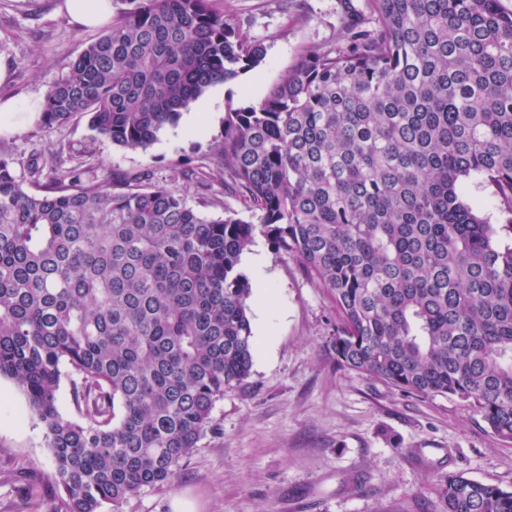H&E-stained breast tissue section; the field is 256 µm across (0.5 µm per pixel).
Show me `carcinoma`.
Here are the masks:
<instances>
[{"label":"carcinoma","mask_w":512,"mask_h":512,"mask_svg":"<svg viewBox=\"0 0 512 512\" xmlns=\"http://www.w3.org/2000/svg\"><path fill=\"white\" fill-rule=\"evenodd\" d=\"M68 63L45 126L86 115L145 150L208 88L265 58L211 0H113ZM260 102L226 113L224 186L261 216L209 219L175 189L53 168L39 193L0 155V377L44 427L57 493L34 512H104L168 482L224 390L251 375L256 233L328 290L340 366L456 397L512 443V13L498 0H340ZM495 189L492 224L465 182ZM78 418L57 406L62 380ZM440 512H512V489L439 476Z\"/></svg>","instance_id":"1"}]
</instances>
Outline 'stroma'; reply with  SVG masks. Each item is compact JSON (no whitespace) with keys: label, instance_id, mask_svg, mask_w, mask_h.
<instances>
[{"label":"stroma","instance_id":"obj_1","mask_svg":"<svg viewBox=\"0 0 512 512\" xmlns=\"http://www.w3.org/2000/svg\"><path fill=\"white\" fill-rule=\"evenodd\" d=\"M236 31L263 44L258 66L210 87L190 106L207 113L198 128L164 127L146 150H129L91 130L87 116L44 127L32 121L0 134L22 180L33 155L54 158L86 177L142 174L146 187L179 189L209 218L243 212L225 190L216 144L229 108L256 103L313 46L334 48L338 0H212ZM101 28L76 25L63 0H0V99L43 101L67 64ZM259 223V215L243 212ZM247 300L255 348L245 385L225 390L212 427L169 484L147 487L118 512H439L437 477L454 471L512 486V443L448 396L423 397L340 367L328 340L340 323L329 292L263 235L240 257L251 275ZM53 471L43 427L24 394L0 377V512H31L27 483L49 484Z\"/></svg>","mask_w":512,"mask_h":512}]
</instances>
